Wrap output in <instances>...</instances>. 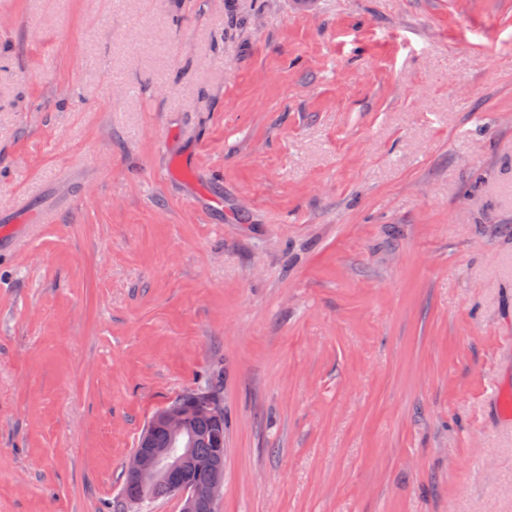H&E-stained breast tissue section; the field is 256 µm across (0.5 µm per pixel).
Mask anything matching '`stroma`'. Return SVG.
I'll use <instances>...</instances> for the list:
<instances>
[{"label":"stroma","instance_id":"obj_1","mask_svg":"<svg viewBox=\"0 0 512 512\" xmlns=\"http://www.w3.org/2000/svg\"><path fill=\"white\" fill-rule=\"evenodd\" d=\"M23 197L0 512H115L215 375L220 512H512V0H0Z\"/></svg>","mask_w":512,"mask_h":512}]
</instances>
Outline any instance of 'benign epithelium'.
<instances>
[{
    "instance_id": "benign-epithelium-1",
    "label": "benign epithelium",
    "mask_w": 512,
    "mask_h": 512,
    "mask_svg": "<svg viewBox=\"0 0 512 512\" xmlns=\"http://www.w3.org/2000/svg\"><path fill=\"white\" fill-rule=\"evenodd\" d=\"M220 416L219 409L206 397L161 409L153 422L169 431L178 451L154 447L150 431H145L126 462L125 471L129 479L146 492L172 482L176 475L188 468L204 470L209 474L205 486L197 489L182 486L177 489L183 504L182 512H200V504L205 499L211 501V512H218L224 487V467L218 461L196 457L194 448L197 437L193 424L199 419L217 421Z\"/></svg>"
}]
</instances>
